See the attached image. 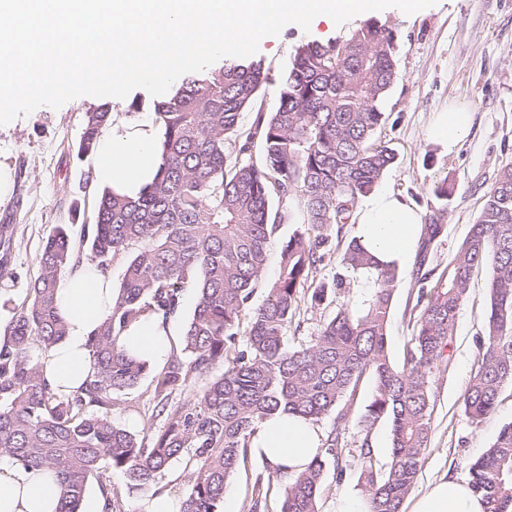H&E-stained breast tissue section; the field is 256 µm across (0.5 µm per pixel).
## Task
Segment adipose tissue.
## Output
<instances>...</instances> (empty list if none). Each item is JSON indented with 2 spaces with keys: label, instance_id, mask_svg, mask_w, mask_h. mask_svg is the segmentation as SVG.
I'll list each match as a JSON object with an SVG mask.
<instances>
[{
  "label": "adipose tissue",
  "instance_id": "obj_1",
  "mask_svg": "<svg viewBox=\"0 0 512 512\" xmlns=\"http://www.w3.org/2000/svg\"><path fill=\"white\" fill-rule=\"evenodd\" d=\"M159 135L155 120L112 113L95 150V184L120 196H139L154 182L163 163ZM418 225V214L387 194L367 205L358 222L362 244L384 262L405 258L411 252ZM57 305L68 331L61 342L46 350L39 364L52 386L66 392L80 386L93 370L88 340L112 312V280L92 265H82L59 282ZM170 334V321L152 314L130 326L122 342L136 356L159 359L170 349ZM320 447L311 422L282 412L262 421L251 443L252 450L273 467L293 473L304 468ZM57 499L49 474L0 458V512H56ZM409 512H486V504L468 482L443 476L413 498Z\"/></svg>",
  "mask_w": 512,
  "mask_h": 512
}]
</instances>
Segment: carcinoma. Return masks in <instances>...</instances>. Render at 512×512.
I'll return each mask as SVG.
<instances>
[{"instance_id": "obj_1", "label": "carcinoma", "mask_w": 512, "mask_h": 512, "mask_svg": "<svg viewBox=\"0 0 512 512\" xmlns=\"http://www.w3.org/2000/svg\"><path fill=\"white\" fill-rule=\"evenodd\" d=\"M399 46L384 25L369 21L326 45H299L280 78L279 102L242 113L256 103L267 75L260 60L231 63L218 72L185 78L168 99L154 104L162 130L163 164L138 198L99 191L88 260L103 272L128 254L112 313L89 340L93 372L76 390L53 388L32 349L62 341L66 324L56 305L64 269L81 263L63 230L48 237L28 302L16 310L0 343V457L54 475L57 512H78L91 477L109 467L132 490L159 492L175 461L185 463L181 512H221L227 481L247 458L258 424L278 410L311 423L336 410L368 376L373 396L360 423H389L388 461L361 449L359 480L366 512H402L429 449L434 409L431 382L448 368V346L474 269L491 263L490 306L479 342V367L463 409L478 424L512 385V166L502 168L481 213L458 246L451 273L435 274L430 254L444 225H422L415 265L421 285L410 345L391 357L387 325L397 280L357 240L343 254L354 271H375V292L359 312L340 308L316 335L290 349L284 343L298 308L299 286L324 257L333 234L352 223L360 198L394 165L378 142L387 117L380 108L398 78ZM110 108L85 114L77 155L95 151ZM260 139L261 162L245 161ZM302 207L305 229L282 244L277 277L266 298L251 300L271 237L288 218V203ZM197 291L184 324L181 352L152 377L158 423L142 434L116 426L109 411L116 396L134 389L150 370L122 345L127 328L146 315L180 310L183 289ZM343 279L314 288L317 306L336 297ZM248 319L241 329V320ZM224 372L181 404L216 366ZM342 419L320 453L300 472L255 470L248 512H266L272 480L286 478L281 512H319L324 470L332 462L343 477ZM473 490L488 512H512V423L469 468Z\"/></svg>"}]
</instances>
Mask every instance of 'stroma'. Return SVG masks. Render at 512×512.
<instances>
[{
    "label": "stroma",
    "instance_id": "1",
    "mask_svg": "<svg viewBox=\"0 0 512 512\" xmlns=\"http://www.w3.org/2000/svg\"><path fill=\"white\" fill-rule=\"evenodd\" d=\"M379 19L393 30L400 52L398 79L382 104L387 122L381 141L394 150L396 162L378 189L412 206L420 220L433 214L439 217L444 232L432 262L448 269L500 169L512 165V0H438L412 15L389 7ZM361 22L356 16L340 25L322 24L309 31L286 27L279 35L261 41L257 57L263 61L269 81L257 100L258 107L266 112L277 107L280 75L299 44L329 43ZM453 103L468 104L473 121L467 137L451 149L431 137L430 131L437 113ZM94 108V102L83 96L57 109L40 107L0 125V163L14 173L13 193L0 201V225H10L13 231L9 274L0 279V289L12 303L0 306V333L9 324L14 307L26 300L29 285L38 274L42 244L50 235L62 228L80 249L88 247L83 236L93 228L99 188L92 180V157H78L77 145L85 114ZM443 181L450 193L444 202L433 194L434 186ZM303 227L298 203H290L287 221L280 224L269 244L264 283L256 287L253 304L263 301L265 282L278 273L283 242ZM357 235L356 224L346 225L340 240L330 242L324 261L300 287L301 302L288 330L289 346L316 334L338 307H358L370 298L372 276L355 272L345 274L346 286L334 303L315 306L310 301L319 283L332 281L342 272L345 244ZM397 271L387 336L390 353L398 361L413 333L410 313L418 285L413 261L398 262ZM490 278V266L473 272L449 342L448 368L432 379L433 432L415 492H422L428 482L445 474L468 478L470 465L493 445L502 427L512 423L511 386L502 388L495 411L480 424L471 423L462 405L464 390L478 367L479 340L490 305ZM151 389V379L146 376L135 389L119 396L110 413L113 423L140 434L154 409ZM371 391L370 381H363L353 399L343 400L317 424L325 437L337 416H344L342 444L349 461L344 477H337L334 469L326 470L319 512H356L361 507L358 473L362 448H371L380 461L388 459V424L379 422L369 431L360 425ZM261 465V460L251 455L239 466L226 487L221 512H247L252 475Z\"/></svg>",
    "mask_w": 512,
    "mask_h": 512
}]
</instances>
